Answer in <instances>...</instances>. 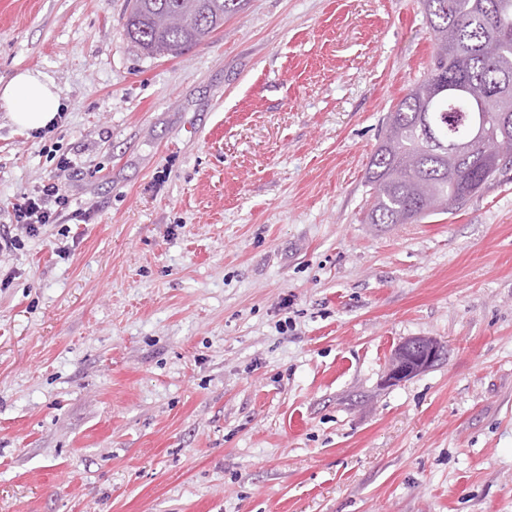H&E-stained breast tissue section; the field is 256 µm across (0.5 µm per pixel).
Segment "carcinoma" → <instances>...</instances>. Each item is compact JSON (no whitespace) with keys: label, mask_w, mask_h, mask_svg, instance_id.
<instances>
[{"label":"carcinoma","mask_w":512,"mask_h":512,"mask_svg":"<svg viewBox=\"0 0 512 512\" xmlns=\"http://www.w3.org/2000/svg\"><path fill=\"white\" fill-rule=\"evenodd\" d=\"M433 43L424 80L408 89L387 116L366 182L373 199L369 224H406L448 214L495 180L502 169L495 142L512 141V101L481 106L466 93L448 92L460 79L481 88L512 85V38L502 39L494 21L512 31V0H420ZM248 0H130L126 35L149 56L180 57L246 10ZM485 121L487 143L451 154L448 143L464 139L474 118Z\"/></svg>","instance_id":"cac0c4a2"}]
</instances>
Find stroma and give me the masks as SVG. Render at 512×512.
<instances>
[{
	"label": "stroma",
	"mask_w": 512,
	"mask_h": 512,
	"mask_svg": "<svg viewBox=\"0 0 512 512\" xmlns=\"http://www.w3.org/2000/svg\"><path fill=\"white\" fill-rule=\"evenodd\" d=\"M129 0H0V512H512V163L451 214L364 221L419 0H249L179 58ZM414 337L444 348L391 383ZM0 101L12 123L21 129L40 131L58 117L61 99L54 81L39 70L17 71L1 88ZM11 205L13 223L21 225L28 237H33L39 233L42 225L59 222L69 206V198L62 186L52 182Z\"/></svg>",
	"instance_id": "35a3bbf8"
}]
</instances>
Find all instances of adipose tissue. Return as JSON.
<instances>
[{
	"instance_id": "adipose-tissue-1",
	"label": "adipose tissue",
	"mask_w": 512,
	"mask_h": 512,
	"mask_svg": "<svg viewBox=\"0 0 512 512\" xmlns=\"http://www.w3.org/2000/svg\"><path fill=\"white\" fill-rule=\"evenodd\" d=\"M0 105L6 108L14 125L40 131L55 122L61 99L56 84L48 75L24 69L0 86Z\"/></svg>"
}]
</instances>
